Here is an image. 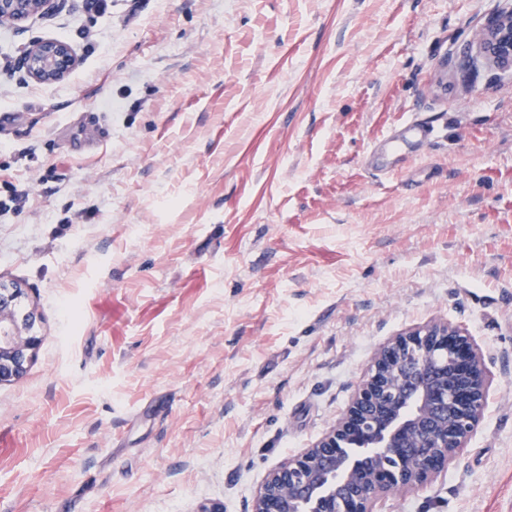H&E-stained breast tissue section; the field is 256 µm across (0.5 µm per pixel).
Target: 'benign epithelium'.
<instances>
[{
  "mask_svg": "<svg viewBox=\"0 0 512 512\" xmlns=\"http://www.w3.org/2000/svg\"><path fill=\"white\" fill-rule=\"evenodd\" d=\"M58 0H0V26L48 13ZM484 64L512 73V0L501 4L475 35ZM77 58L64 41L36 40L20 52L35 83L67 78ZM25 292L0 284V383L21 379L39 337L33 313H20ZM489 396L471 337L443 320L400 334L374 356L347 410L300 455L274 469L254 512H376L389 491L414 489L448 467L482 420ZM367 448L371 466L348 463L345 451Z\"/></svg>",
  "mask_w": 512,
  "mask_h": 512,
  "instance_id": "7a95c632",
  "label": "benign epithelium"
}]
</instances>
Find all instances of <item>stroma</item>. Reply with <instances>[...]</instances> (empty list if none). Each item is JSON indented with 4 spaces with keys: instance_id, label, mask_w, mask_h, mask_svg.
I'll return each instance as SVG.
<instances>
[{
    "instance_id": "1",
    "label": "stroma",
    "mask_w": 512,
    "mask_h": 512,
    "mask_svg": "<svg viewBox=\"0 0 512 512\" xmlns=\"http://www.w3.org/2000/svg\"><path fill=\"white\" fill-rule=\"evenodd\" d=\"M87 2L0 27V283L40 338L0 385V512H252L439 319L489 406L378 510L512 512V77L459 69L497 0ZM38 38L65 81L20 71ZM413 113L440 139L377 173ZM76 64L72 48L61 40H36L20 52L21 69L35 83L64 81Z\"/></svg>"
}]
</instances>
